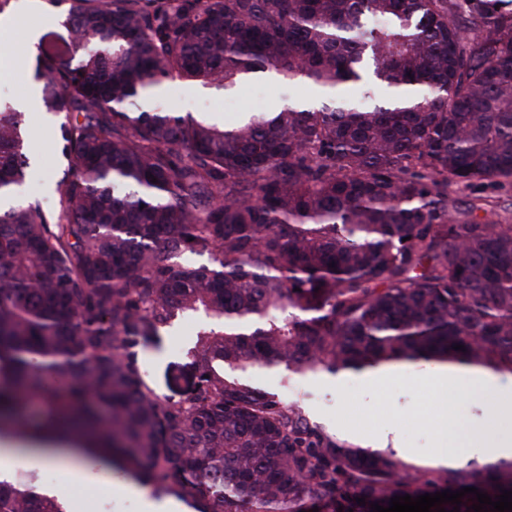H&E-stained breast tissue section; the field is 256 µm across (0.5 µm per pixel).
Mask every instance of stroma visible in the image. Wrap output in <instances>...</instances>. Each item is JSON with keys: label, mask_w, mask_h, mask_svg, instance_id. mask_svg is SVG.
<instances>
[{"label": "stroma", "mask_w": 512, "mask_h": 512, "mask_svg": "<svg viewBox=\"0 0 512 512\" xmlns=\"http://www.w3.org/2000/svg\"><path fill=\"white\" fill-rule=\"evenodd\" d=\"M0 18L10 21L0 40L13 48L35 54L31 30L58 28V15L48 12L43 0H10ZM317 89L306 83L259 80L243 86L232 98L215 90L180 81L162 87L153 104L175 112L203 114L215 120L229 112L261 106L272 112L291 101L320 102ZM56 118L32 112L29 174L20 189L24 200H39L44 209L56 206L54 184L68 167L56 145ZM203 329L201 317L178 321L153 341L139 347L138 362L144 379L161 401L186 399L193 388L189 348ZM430 366L404 364L400 375L386 386L369 388L358 378L327 373L291 374L281 369L246 374L249 383L277 394L285 402L299 404L311 423L326 432L363 448H389L404 462L435 467L439 454V406L443 398L426 383Z\"/></svg>", "instance_id": "35a3bbf8"}]
</instances>
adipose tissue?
<instances>
[{
  "label": "adipose tissue",
  "mask_w": 512,
  "mask_h": 512,
  "mask_svg": "<svg viewBox=\"0 0 512 512\" xmlns=\"http://www.w3.org/2000/svg\"><path fill=\"white\" fill-rule=\"evenodd\" d=\"M432 387L444 393L451 388H462L469 394H482L487 398L489 411L467 428H460L453 403L441 406L440 441L452 443L458 432H465L477 441L489 460L512 458V378L503 379L492 371L457 363L437 366L431 378ZM50 465L59 470L61 483L49 493L66 498L71 487L96 480L104 484H117L120 491L144 496L145 490L133 480L119 483L112 480V466L108 457L62 445L19 448L8 439L0 441V480H12L17 467Z\"/></svg>",
  "instance_id": "ef3b65f1"
}]
</instances>
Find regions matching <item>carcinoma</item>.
Segmentation results:
<instances>
[{
	"label": "carcinoma",
	"instance_id": "cac0c4a2",
	"mask_svg": "<svg viewBox=\"0 0 512 512\" xmlns=\"http://www.w3.org/2000/svg\"><path fill=\"white\" fill-rule=\"evenodd\" d=\"M44 2L64 20L40 36L31 80L40 111L63 116L71 167L54 211L14 200L26 118L0 103L11 434L93 432L123 476L194 512H373L406 494L512 491V460L410 466L241 378L393 362L512 374V223L480 217L484 197L454 199L512 183L504 0ZM261 76L325 97L223 123L139 104L174 80L230 95ZM355 82L386 96L356 106L340 95ZM193 315L207 323L188 351L195 389L163 403L135 348ZM37 481L35 469L0 481V512H68Z\"/></svg>",
	"mask_w": 512,
	"mask_h": 512
}]
</instances>
